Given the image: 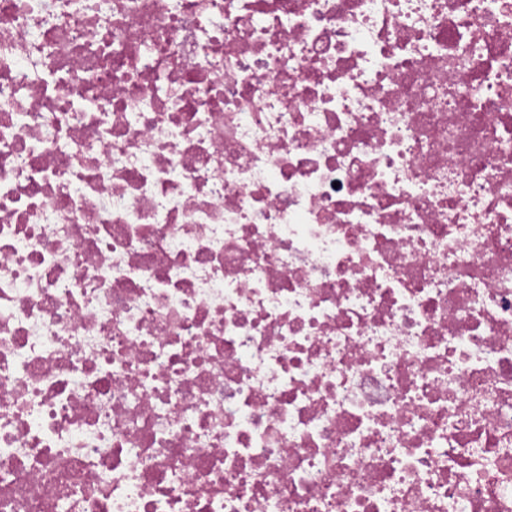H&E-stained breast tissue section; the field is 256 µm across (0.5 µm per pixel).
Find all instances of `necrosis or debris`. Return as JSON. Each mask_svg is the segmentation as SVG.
Returning a JSON list of instances; mask_svg holds the SVG:
<instances>
[{"instance_id": "obj_1", "label": "necrosis or debris", "mask_w": 512, "mask_h": 512, "mask_svg": "<svg viewBox=\"0 0 512 512\" xmlns=\"http://www.w3.org/2000/svg\"><path fill=\"white\" fill-rule=\"evenodd\" d=\"M0 512H512V0H0Z\"/></svg>"}]
</instances>
